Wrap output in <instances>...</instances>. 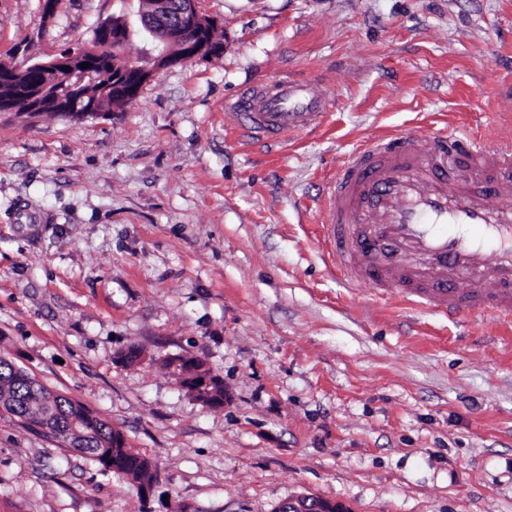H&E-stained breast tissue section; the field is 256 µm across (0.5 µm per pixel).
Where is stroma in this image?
I'll list each match as a JSON object with an SVG mask.
<instances>
[{"mask_svg":"<svg viewBox=\"0 0 512 512\" xmlns=\"http://www.w3.org/2000/svg\"><path fill=\"white\" fill-rule=\"evenodd\" d=\"M219 55L162 71L103 118L0 112V358L148 458L142 485L0 408V512H512V332L440 322L325 270L327 173L358 145L512 114V0H197ZM140 0H0V61L138 25ZM332 100L270 148L224 102L284 74ZM138 349L141 359L126 362ZM202 360L221 405L169 360ZM343 505L319 499L311 494H299L280 503L275 512H347Z\"/></svg>","mask_w":512,"mask_h":512,"instance_id":"stroma-1","label":"stroma"}]
</instances>
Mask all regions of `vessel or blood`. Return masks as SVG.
Here are the masks:
<instances>
[{
	"instance_id": "obj_1",
	"label": "vessel or blood",
	"mask_w": 512,
	"mask_h": 512,
	"mask_svg": "<svg viewBox=\"0 0 512 512\" xmlns=\"http://www.w3.org/2000/svg\"><path fill=\"white\" fill-rule=\"evenodd\" d=\"M225 109L234 128L271 145L322 127L331 100L286 76L242 89ZM322 227L328 266L348 288L512 332V130L418 125L373 141L331 175Z\"/></svg>"
}]
</instances>
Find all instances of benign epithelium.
Listing matches in <instances>:
<instances>
[{"label": "benign epithelium", "mask_w": 512, "mask_h": 512, "mask_svg": "<svg viewBox=\"0 0 512 512\" xmlns=\"http://www.w3.org/2000/svg\"><path fill=\"white\" fill-rule=\"evenodd\" d=\"M146 38L144 54L147 61H129L123 56L108 60L101 56L112 50V45L124 42L131 35V26L126 19L114 18V23L105 24L98 32L95 49L77 47L64 50L50 58L38 59L18 70L39 76L38 83L27 87L25 97L9 100L0 110L4 112H37L47 100L49 88H54L55 102L60 112H75L83 117H103L106 110L97 103H88L85 96L76 90L98 83L96 69L101 65L112 67V83L103 87V94L122 95L124 89L133 84L137 88L152 81L160 71L181 63L204 58L218 52L219 45L211 32L215 21L202 15L195 0H153L152 10L140 19ZM88 62L90 66L81 68ZM213 373L206 367L183 370L182 379L193 387V393L208 401L214 395L211 390ZM275 512H347L339 504L319 499L311 494H299L280 503Z\"/></svg>", "instance_id": "obj_1"}]
</instances>
